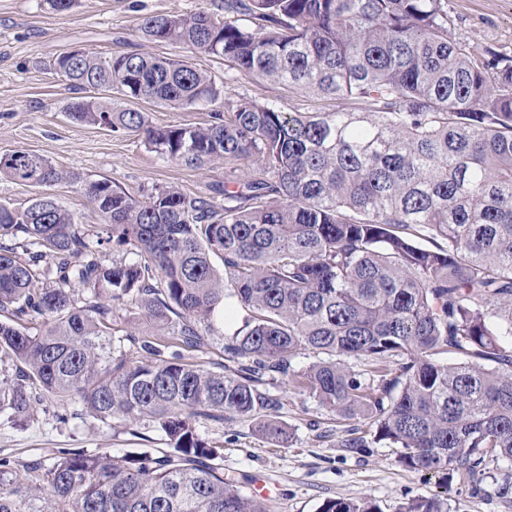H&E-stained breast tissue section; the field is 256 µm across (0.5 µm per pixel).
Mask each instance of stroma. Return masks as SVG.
Instances as JSON below:
<instances>
[{
    "label": "stroma",
    "mask_w": 512,
    "mask_h": 512,
    "mask_svg": "<svg viewBox=\"0 0 512 512\" xmlns=\"http://www.w3.org/2000/svg\"><path fill=\"white\" fill-rule=\"evenodd\" d=\"M219 2L75 0L70 10L57 12L46 0H0V154L33 153L84 180L109 179L137 198L155 186L170 184L186 193L202 194L233 174L220 162L200 168L177 164L147 148L141 136L74 122L67 107L81 93L52 68L60 53L74 48L103 56L135 52L181 58L207 70L222 87L221 101L210 109L136 102V109L146 112L156 126L206 123L211 110H223L226 100L241 96L286 112L344 109V102L301 94L230 70L222 59L176 44L147 42L138 34L145 16L208 11ZM448 24L462 45L512 57V0H448ZM268 391L281 403L278 416L291 433L288 445L267 440L251 420L207 423L200 428L211 445L222 448L224 473L236 477L240 489L249 492L254 480L265 482L268 512H318L324 500L362 496L374 499L382 512H399L412 499L438 494L437 477L403 467L397 449L387 443L340 447L351 421L336 419L287 382H277ZM164 445L159 432H151L144 440L85 416L61 422L52 413L42 412L22 426L0 413V457L20 464L35 459L51 463L64 449L121 455ZM448 512H512V489H500L491 477L477 485L453 479L448 485Z\"/></svg>",
    "instance_id": "35a3bbf8"
}]
</instances>
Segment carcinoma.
Instances as JSON below:
<instances>
[{
  "instance_id": "1",
  "label": "carcinoma",
  "mask_w": 512,
  "mask_h": 512,
  "mask_svg": "<svg viewBox=\"0 0 512 512\" xmlns=\"http://www.w3.org/2000/svg\"><path fill=\"white\" fill-rule=\"evenodd\" d=\"M139 32L355 110L292 116L243 97L200 126H154L112 91L176 109L211 105L220 88L177 59L55 58L69 86L100 87L71 103L72 120L140 134L186 166L256 169L203 194L169 185L138 199L35 154H0L13 180L79 183L103 220L79 224L51 195L0 204V351L13 363L0 412L25 424L47 402L78 404L114 429L144 423L167 445L62 451L28 464L36 493L0 458V512H266L224 478L198 423L255 420L284 442L266 390L280 378L361 422L342 448L385 441L409 470L477 484L495 468L511 486L512 57L458 44L447 0H224L147 16ZM112 241L135 260L106 262ZM228 299L246 316L224 341L226 364L186 359ZM129 303L152 336L112 338L114 305ZM24 317L35 331L14 324ZM307 354L317 360L296 369ZM319 512L382 510L363 497ZM399 512H448V499Z\"/></svg>"
}]
</instances>
